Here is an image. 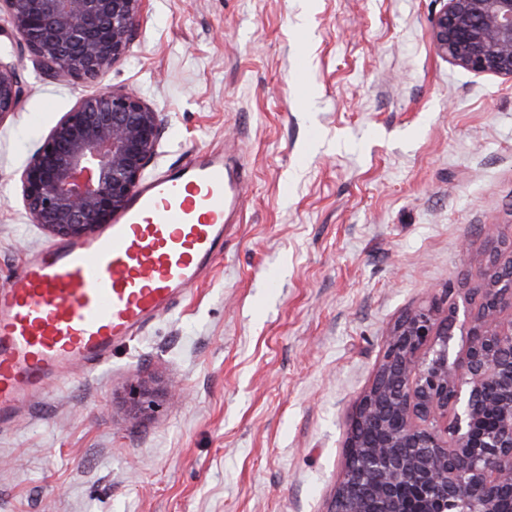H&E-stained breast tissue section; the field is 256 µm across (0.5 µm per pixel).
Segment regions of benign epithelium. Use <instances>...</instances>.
<instances>
[{
	"label": "benign epithelium",
	"mask_w": 512,
	"mask_h": 512,
	"mask_svg": "<svg viewBox=\"0 0 512 512\" xmlns=\"http://www.w3.org/2000/svg\"><path fill=\"white\" fill-rule=\"evenodd\" d=\"M144 0H0V30L18 33L41 73L97 80L127 54ZM436 50L454 67L512 80V0H443ZM24 88L0 51V123ZM161 113L112 86L80 96L24 166L21 192L34 224L53 237L89 236L111 223L153 158ZM476 306L408 309L392 326L375 378L360 398L345 473L329 512H512V245L495 241ZM464 337L450 354L449 342ZM174 385L124 390L128 419Z\"/></svg>",
	"instance_id": "obj_1"
}]
</instances>
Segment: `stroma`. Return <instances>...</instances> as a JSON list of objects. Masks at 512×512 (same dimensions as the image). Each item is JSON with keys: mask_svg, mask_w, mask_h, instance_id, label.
I'll list each match as a JSON object with an SVG mask.
<instances>
[{"mask_svg": "<svg viewBox=\"0 0 512 512\" xmlns=\"http://www.w3.org/2000/svg\"><path fill=\"white\" fill-rule=\"evenodd\" d=\"M442 6L145 0L98 84L21 56L0 123V292L55 242L26 219L20 173L96 86L160 112L145 179L221 153L245 186L223 254L171 313L0 425V512H328L395 320L463 305L489 239L512 243V80L437 53ZM136 379L184 395L132 423Z\"/></svg>", "mask_w": 512, "mask_h": 512, "instance_id": "stroma-1", "label": "stroma"}]
</instances>
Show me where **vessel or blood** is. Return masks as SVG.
Here are the masks:
<instances>
[{"mask_svg": "<svg viewBox=\"0 0 512 512\" xmlns=\"http://www.w3.org/2000/svg\"><path fill=\"white\" fill-rule=\"evenodd\" d=\"M241 190L211 153L148 182L102 231L26 258L0 293V423L169 311L222 254Z\"/></svg>", "mask_w": 512, "mask_h": 512, "instance_id": "vessel-or-blood-1", "label": "vessel or blood"}]
</instances>
